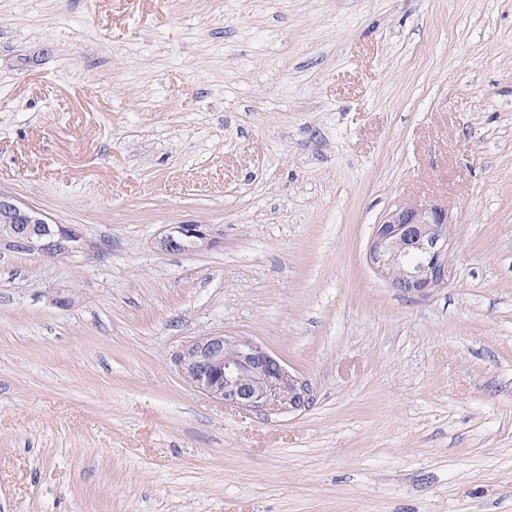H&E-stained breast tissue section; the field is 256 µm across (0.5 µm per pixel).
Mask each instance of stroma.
I'll list each match as a JSON object with an SVG mask.
<instances>
[{
    "mask_svg": "<svg viewBox=\"0 0 512 512\" xmlns=\"http://www.w3.org/2000/svg\"><path fill=\"white\" fill-rule=\"evenodd\" d=\"M0 189L92 245L0 242V512H512V0H0ZM215 332L309 407L190 386ZM448 210L435 203H399L384 216L367 250V262L387 277L388 268L408 253L419 255L421 271L403 272L391 280L401 293L425 297L448 283ZM206 236L202 224H175L168 228L163 244L169 251H193L197 248L199 241L207 239ZM175 364L193 387L224 405L289 415L310 404L308 383L250 339L202 336L176 353Z\"/></svg>",
    "mask_w": 512,
    "mask_h": 512,
    "instance_id": "35a3bbf8",
    "label": "stroma"
}]
</instances>
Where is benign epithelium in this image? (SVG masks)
I'll return each instance as SVG.
<instances>
[{"label": "benign epithelium", "instance_id": "obj_1", "mask_svg": "<svg viewBox=\"0 0 512 512\" xmlns=\"http://www.w3.org/2000/svg\"><path fill=\"white\" fill-rule=\"evenodd\" d=\"M448 209L435 203H399L389 210L370 241L367 262L378 274L399 257H421V270L405 271L392 281L400 292L426 297L448 283ZM0 239L28 251L60 255L79 236L40 210L22 204L0 189ZM206 239L202 224H175L163 244L168 251H193ZM175 364L195 388L226 405L273 414L306 409L311 390L261 344L246 338L214 333L199 337L175 355Z\"/></svg>", "mask_w": 512, "mask_h": 512}]
</instances>
